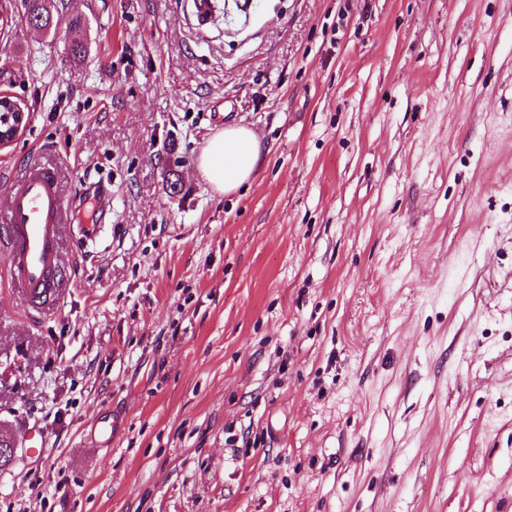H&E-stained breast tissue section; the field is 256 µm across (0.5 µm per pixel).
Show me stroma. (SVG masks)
<instances>
[{
	"label": "stroma",
	"instance_id": "35a3bbf8",
	"mask_svg": "<svg viewBox=\"0 0 512 512\" xmlns=\"http://www.w3.org/2000/svg\"><path fill=\"white\" fill-rule=\"evenodd\" d=\"M248 2L0 0V177L78 201L53 310L0 252V512H512V0ZM22 16L26 22L38 25L39 29H50L52 26L51 0H21ZM10 96L11 95L9 94L0 92V101H8L14 104L18 110V112H16L17 122L11 128L0 130V150L9 147L20 136L28 121V115H26L24 109L20 106L19 103L14 102ZM197 160L202 177L215 192L232 194L253 177L259 142L250 128L227 126L209 137Z\"/></svg>",
	"mask_w": 512,
	"mask_h": 512
}]
</instances>
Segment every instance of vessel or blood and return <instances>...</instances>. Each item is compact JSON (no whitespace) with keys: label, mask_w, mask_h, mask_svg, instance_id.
Listing matches in <instances>:
<instances>
[{"label":"vessel or blood","mask_w":512,"mask_h":512,"mask_svg":"<svg viewBox=\"0 0 512 512\" xmlns=\"http://www.w3.org/2000/svg\"><path fill=\"white\" fill-rule=\"evenodd\" d=\"M9 206L0 247L8 255V273L24 288L38 313L60 300L65 281L60 230L73 209L61 191L56 168L34 161L7 184Z\"/></svg>","instance_id":"1"}]
</instances>
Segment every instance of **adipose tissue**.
I'll use <instances>...</instances> for the list:
<instances>
[{"label":"adipose tissue","mask_w":512,"mask_h":512,"mask_svg":"<svg viewBox=\"0 0 512 512\" xmlns=\"http://www.w3.org/2000/svg\"><path fill=\"white\" fill-rule=\"evenodd\" d=\"M258 160L254 132L231 125L209 137L198 155V169L215 192L232 194L253 177Z\"/></svg>","instance_id":"obj_1"}]
</instances>
